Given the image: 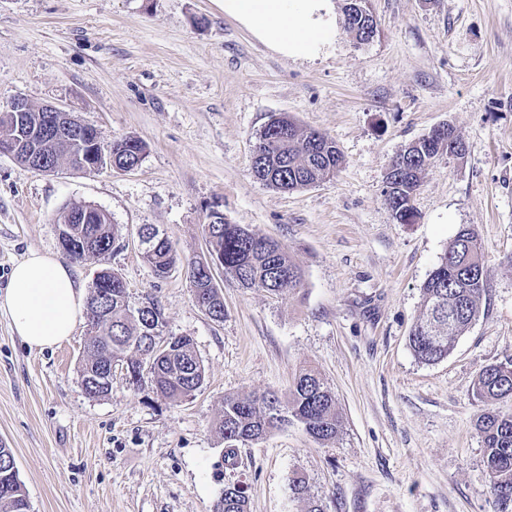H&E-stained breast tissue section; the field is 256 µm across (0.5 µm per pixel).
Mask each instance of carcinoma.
Instances as JSON below:
<instances>
[{"label": "carcinoma", "mask_w": 512, "mask_h": 512, "mask_svg": "<svg viewBox=\"0 0 512 512\" xmlns=\"http://www.w3.org/2000/svg\"><path fill=\"white\" fill-rule=\"evenodd\" d=\"M47 112H24L20 120L10 123V133H23L46 121ZM293 133L287 139L277 138L276 120H270L258 136L252 170L265 186L279 191H293L325 181L336 174L343 156L336 143L322 133L309 137L310 131L291 124ZM441 141H432L409 152L408 172L385 186L384 194L396 219L407 223L414 217L411 199L419 187V175L439 153ZM112 150V163L118 167L143 158L144 144L137 138L125 137L106 145ZM92 240L81 245V251L67 252L74 263L107 252L118 236L117 225L109 215L94 212L93 223L87 225ZM211 251L210 259L219 260L224 273L246 289H261L278 296L292 290L302 280V270L276 240L251 232L238 224H228L214 212L203 225ZM144 259L158 279L165 278L177 262L167 238L154 231L143 234ZM482 258L474 228L464 227L449 244L441 262L422 288V312L408 336L413 355L431 364L448 357L451 341L465 333L480 313V300L487 284L486 266L470 274L468 256ZM208 259V260H210ZM208 260H186L187 271L194 272L190 283L195 302L208 310L212 319L224 320V302L209 288L205 272ZM107 273H101L106 279ZM112 287H91L87 310L97 305L95 335L89 337L81 361V384L91 397H104L111 388L95 385L91 380L114 361L126 363L128 373L150 375L156 390L170 400L190 396L201 388L205 369L193 341L187 336L174 337L172 354L152 355L153 331L163 332L166 321L157 302H146L147 310L138 316V307L130 301L123 282L112 276ZM476 398L486 409L476 421V430L484 449L488 476L487 493L493 498L496 512H512V413H503L493 404L512 400V362L486 366L476 379ZM286 415L299 423L315 440L326 442L336 437L342 426L336 396L319 372L312 367L299 369L288 393L256 396L232 395L224 398L223 411L216 432L227 448L237 449L266 436L281 426ZM12 449L0 445V512H30V503ZM214 512H248V501L241 487L228 484L214 506Z\"/></svg>", "instance_id": "cac0c4a2"}]
</instances>
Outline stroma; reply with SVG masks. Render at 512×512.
I'll list each match as a JSON object with an SVG mask.
<instances>
[{"label": "stroma", "mask_w": 512, "mask_h": 512, "mask_svg": "<svg viewBox=\"0 0 512 512\" xmlns=\"http://www.w3.org/2000/svg\"><path fill=\"white\" fill-rule=\"evenodd\" d=\"M377 31L338 26L306 59L279 54L223 0H0V111L24 99L146 146L130 172L43 173L0 154V290L32 250L61 255L57 219L93 205L122 227L108 253L76 265L84 286L115 273L132 303L158 300L166 334L190 337L205 382L178 401L112 367L86 396L87 324L30 350L0 314V438L32 512H212L241 484L249 512H304V476L326 512H495L472 387L512 360V0H368ZM334 140V178L283 192L251 171L271 116ZM448 124L463 155L422 173L415 218L383 193L393 160ZM278 240L303 271L273 297L215 269L216 321L194 301L183 260L204 257L211 212ZM474 226L488 270L480 314L448 358L408 347L422 287L449 243ZM158 229L179 260L155 278L139 232ZM311 365L336 395L342 429L319 442L296 422L227 463L215 431L225 396L286 393Z\"/></svg>", "instance_id": "1"}]
</instances>
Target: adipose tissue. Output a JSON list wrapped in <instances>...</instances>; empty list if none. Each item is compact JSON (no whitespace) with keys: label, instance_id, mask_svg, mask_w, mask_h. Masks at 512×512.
Masks as SVG:
<instances>
[{"label":"adipose tissue","instance_id":"ef3b65f1","mask_svg":"<svg viewBox=\"0 0 512 512\" xmlns=\"http://www.w3.org/2000/svg\"><path fill=\"white\" fill-rule=\"evenodd\" d=\"M224 13L288 57H309L336 32L332 0H224ZM84 290L72 266L53 254L30 251L17 262L0 293L13 331L30 349L60 346L82 319Z\"/></svg>","mask_w":512,"mask_h":512}]
</instances>
